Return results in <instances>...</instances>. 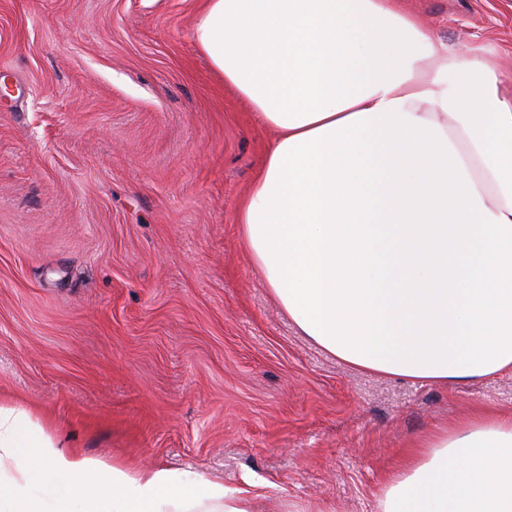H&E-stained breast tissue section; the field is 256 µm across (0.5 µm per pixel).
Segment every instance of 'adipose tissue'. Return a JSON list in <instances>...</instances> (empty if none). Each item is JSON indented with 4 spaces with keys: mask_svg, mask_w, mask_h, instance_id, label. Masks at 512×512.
Returning a JSON list of instances; mask_svg holds the SVG:
<instances>
[{
    "mask_svg": "<svg viewBox=\"0 0 512 512\" xmlns=\"http://www.w3.org/2000/svg\"><path fill=\"white\" fill-rule=\"evenodd\" d=\"M200 53L272 131L237 213L299 333L363 372H512V96L400 0H206ZM0 512H250L159 468L90 464L0 405ZM380 512H512V417L417 445Z\"/></svg>",
    "mask_w": 512,
    "mask_h": 512,
    "instance_id": "1",
    "label": "adipose tissue"
}]
</instances>
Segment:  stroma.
<instances>
[{
  "instance_id": "stroma-1",
  "label": "stroma",
  "mask_w": 512,
  "mask_h": 512,
  "mask_svg": "<svg viewBox=\"0 0 512 512\" xmlns=\"http://www.w3.org/2000/svg\"><path fill=\"white\" fill-rule=\"evenodd\" d=\"M402 4L512 77V0ZM200 6L0 0V399L254 512H379L416 442L512 416V374L364 373L298 334L236 222L271 134L198 51Z\"/></svg>"
}]
</instances>
